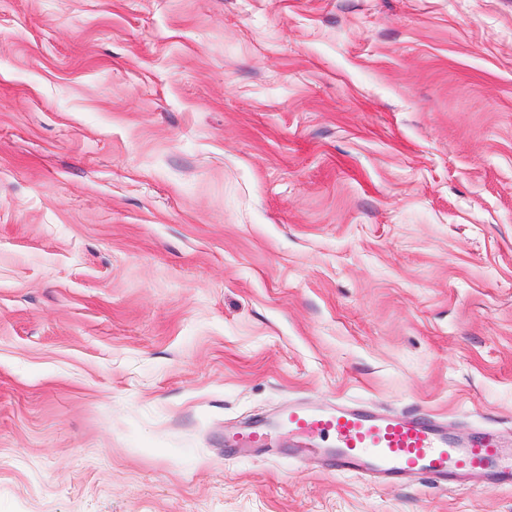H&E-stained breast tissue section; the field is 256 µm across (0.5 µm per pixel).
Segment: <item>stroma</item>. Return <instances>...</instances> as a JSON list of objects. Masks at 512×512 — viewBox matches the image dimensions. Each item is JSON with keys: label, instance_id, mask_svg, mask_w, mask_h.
I'll list each match as a JSON object with an SVG mask.
<instances>
[{"label": "stroma", "instance_id": "35a3bbf8", "mask_svg": "<svg viewBox=\"0 0 512 512\" xmlns=\"http://www.w3.org/2000/svg\"><path fill=\"white\" fill-rule=\"evenodd\" d=\"M297 402L512 440V0H0V512H512ZM269 436L270 433L266 426H255L233 436L230 440V447L259 448L267 443Z\"/></svg>", "mask_w": 512, "mask_h": 512}]
</instances>
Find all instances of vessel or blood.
Returning <instances> with one entry per match:
<instances>
[{
    "label": "vessel or blood",
    "instance_id": "vessel-or-blood-1",
    "mask_svg": "<svg viewBox=\"0 0 512 512\" xmlns=\"http://www.w3.org/2000/svg\"><path fill=\"white\" fill-rule=\"evenodd\" d=\"M278 422L301 438L300 454L314 452V439H327L324 452L339 472L390 481L419 471L444 483L484 475L512 486V448L502 447L491 432L458 441L431 417H403L346 404H292ZM269 436L266 426L259 425L233 436L230 445L259 448Z\"/></svg>",
    "mask_w": 512,
    "mask_h": 512
}]
</instances>
